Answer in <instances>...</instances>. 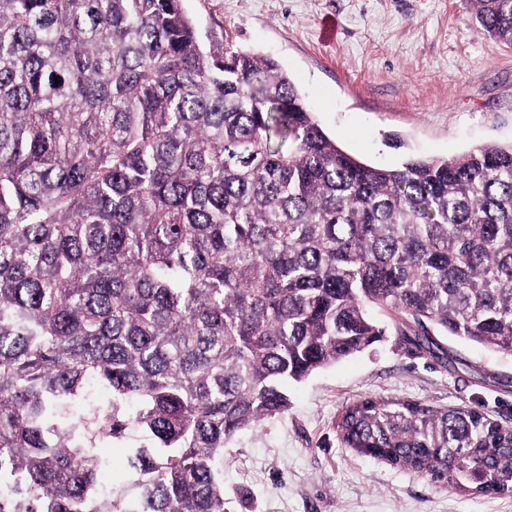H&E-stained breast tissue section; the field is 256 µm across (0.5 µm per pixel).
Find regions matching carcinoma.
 Returning <instances> with one entry per match:
<instances>
[{
  "label": "carcinoma",
  "mask_w": 512,
  "mask_h": 512,
  "mask_svg": "<svg viewBox=\"0 0 512 512\" xmlns=\"http://www.w3.org/2000/svg\"><path fill=\"white\" fill-rule=\"evenodd\" d=\"M512 46V0H464ZM406 325L512 356V146L375 167L184 0H0V512H226L224 446ZM112 402L93 407L87 386ZM135 426L136 478L94 451ZM341 444L512 491V423L367 397Z\"/></svg>",
  "instance_id": "carcinoma-1"
}]
</instances>
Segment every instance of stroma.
I'll return each mask as SVG.
<instances>
[{
  "label": "stroma",
  "mask_w": 512,
  "mask_h": 512,
  "mask_svg": "<svg viewBox=\"0 0 512 512\" xmlns=\"http://www.w3.org/2000/svg\"><path fill=\"white\" fill-rule=\"evenodd\" d=\"M204 38L275 59L325 132L368 164L512 144V47L476 30L463 0H185ZM447 361L395 334L292 383L286 417L224 449L227 512H512L481 494L343 447L336 420L367 396L512 422V359L447 340ZM137 429L103 442L105 485H126Z\"/></svg>",
  "instance_id": "1"
}]
</instances>
